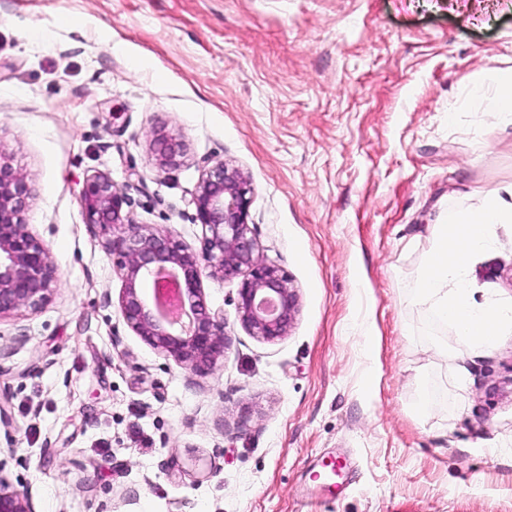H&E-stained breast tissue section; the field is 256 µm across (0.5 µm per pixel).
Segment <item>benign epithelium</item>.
I'll return each instance as SVG.
<instances>
[{
    "label": "benign epithelium",
    "mask_w": 512,
    "mask_h": 512,
    "mask_svg": "<svg viewBox=\"0 0 512 512\" xmlns=\"http://www.w3.org/2000/svg\"><path fill=\"white\" fill-rule=\"evenodd\" d=\"M153 149L163 169L178 167L187 145L163 129ZM34 187L9 162L0 160V319L21 309L37 310L51 298L57 269L48 246L29 229L26 212ZM251 185L244 173L222 160L200 164L191 203L193 223L201 227L194 250L168 228L137 224L127 190L102 173L88 177L81 201L86 223L105 236L122 278V317L143 341L197 375L209 373L228 345L224 315L207 306L201 278H241L236 308L242 326L271 342L286 335L299 312V295L277 265L260 255L249 224ZM175 278L181 327L159 315L140 294L142 284L158 288L162 276ZM0 512H34L27 489L0 477Z\"/></svg>",
    "instance_id": "benign-epithelium-1"
}]
</instances>
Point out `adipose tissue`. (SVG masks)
<instances>
[{
	"instance_id": "adipose-tissue-1",
	"label": "adipose tissue",
	"mask_w": 512,
	"mask_h": 512,
	"mask_svg": "<svg viewBox=\"0 0 512 512\" xmlns=\"http://www.w3.org/2000/svg\"><path fill=\"white\" fill-rule=\"evenodd\" d=\"M472 91L485 99L488 111L512 119V71L477 75ZM480 198L477 209L449 215L433 225L432 246L414 302L450 325L461 342L488 351L500 336L512 333V302L479 295L467 271L475 258L497 247L500 230L512 229V183L481 192Z\"/></svg>"
}]
</instances>
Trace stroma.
<instances>
[{"instance_id": "35a3bbf8", "label": "stroma", "mask_w": 512, "mask_h": 512, "mask_svg": "<svg viewBox=\"0 0 512 512\" xmlns=\"http://www.w3.org/2000/svg\"><path fill=\"white\" fill-rule=\"evenodd\" d=\"M509 69L512 0H0V157L58 269L0 320V477L34 512H512V334L444 359L411 297L432 224L512 182V121L469 93ZM204 157L248 177L300 308L268 342L238 280L203 277L230 345L199 376L126 326L80 196L106 173L195 248ZM469 275L512 301V233ZM339 451L336 495L311 476ZM152 145L158 164L162 169L178 167L187 153V145L184 140L163 129L156 132Z\"/></svg>"}]
</instances>
